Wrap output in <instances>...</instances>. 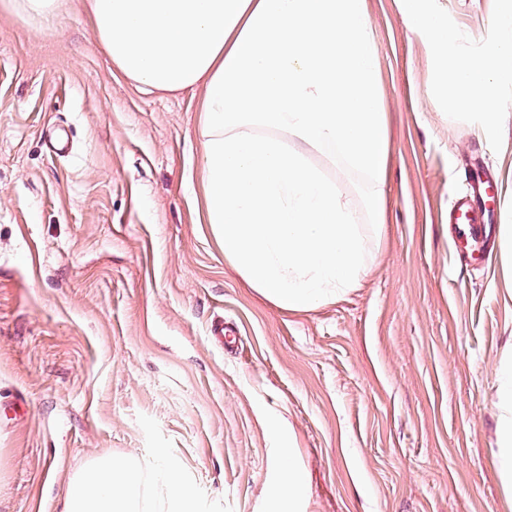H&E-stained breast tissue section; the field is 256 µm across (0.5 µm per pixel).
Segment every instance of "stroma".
<instances>
[{"label": "stroma", "mask_w": 512, "mask_h": 512, "mask_svg": "<svg viewBox=\"0 0 512 512\" xmlns=\"http://www.w3.org/2000/svg\"><path fill=\"white\" fill-rule=\"evenodd\" d=\"M435 6L468 54L512 0ZM364 14L391 136L385 230L358 288L289 312L206 220L203 88L137 90L84 0L44 22L0 12V512H62L88 460L149 472L161 448L193 512H265L288 446L299 512H512L497 463L512 280L497 249L459 265L448 232L478 164L512 222V84L477 135L398 0ZM309 160L369 223L364 177ZM221 319L226 346L209 334Z\"/></svg>", "instance_id": "35a3bbf8"}]
</instances>
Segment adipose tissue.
<instances>
[{"mask_svg": "<svg viewBox=\"0 0 512 512\" xmlns=\"http://www.w3.org/2000/svg\"><path fill=\"white\" fill-rule=\"evenodd\" d=\"M443 67L449 109H470L478 131L498 122L497 90L512 82V11L490 49L459 54L434 0H399ZM113 66L147 93L205 89L202 166L207 217L224 256L280 308L310 311L355 288L368 247L342 187L308 157L328 151L363 173L375 229L390 137L363 0H87ZM498 457L512 485V365L501 377ZM279 486L266 512H295V451H277ZM145 477L131 459L87 462L63 512H149L146 480L166 512H191L193 492L165 451Z\"/></svg>", "mask_w": 512, "mask_h": 512, "instance_id": "adipose-tissue-1", "label": "adipose tissue"}]
</instances>
